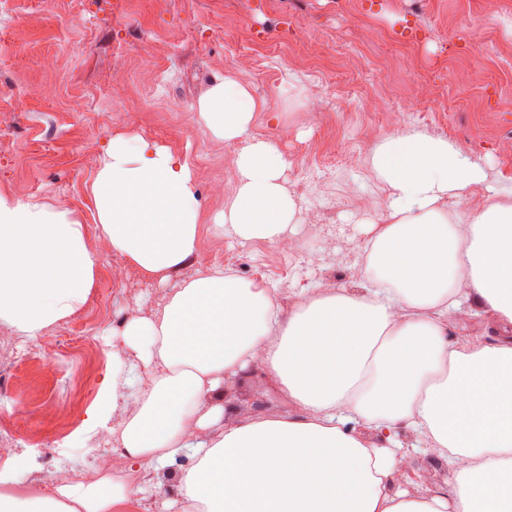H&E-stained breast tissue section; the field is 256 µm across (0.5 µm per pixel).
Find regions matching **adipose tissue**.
<instances>
[{"label": "adipose tissue", "mask_w": 512, "mask_h": 512, "mask_svg": "<svg viewBox=\"0 0 512 512\" xmlns=\"http://www.w3.org/2000/svg\"><path fill=\"white\" fill-rule=\"evenodd\" d=\"M262 109L229 77L198 106L214 137L244 143L220 235L273 243L300 207L276 144L250 134ZM371 164L387 206L360 244L367 287L312 288L287 313L276 289L220 269L175 284L156 315L113 323L112 367L73 447L111 435L151 488L173 479L178 495L158 512H512L489 494L512 485V336L454 342L448 321L486 311L512 327V186L493 187L494 203L453 223L443 204L487 185L480 161L412 130L385 139ZM91 194L102 238L143 272L193 256L195 175L168 148L112 136ZM97 273L71 211L0 192L1 323L35 339L73 314ZM256 364L292 408L231 422L238 407L224 382ZM209 428V441L193 442ZM403 429L448 466V490L396 487ZM25 467L19 456L0 468V512H113L129 500L109 475L15 492Z\"/></svg>", "instance_id": "1"}]
</instances>
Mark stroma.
Here are the masks:
<instances>
[{
  "mask_svg": "<svg viewBox=\"0 0 512 512\" xmlns=\"http://www.w3.org/2000/svg\"><path fill=\"white\" fill-rule=\"evenodd\" d=\"M484 0H15L0 12V190L73 211L99 271L86 300L55 330L74 328L109 352L115 314L148 315L165 287L106 245L97 229L90 187L97 160L80 140L136 135L170 148L195 173L202 205L196 251L171 273L179 282L220 266L276 286L283 309L307 288H355L364 260L358 218L384 210L385 190L371 156L390 136L418 130L447 139L482 159L491 182L512 183V0L475 28L467 17ZM374 32L362 43L363 30ZM153 40L158 67L139 64ZM232 77L265 109L255 136L274 142L284 176L301 206L300 222L282 241L241 242L216 233L214 216L234 191L225 180L240 143L214 138L197 105L218 78ZM369 93L396 101L419 98L427 111L396 125L363 112ZM333 98L307 112L309 98ZM181 104L178 112L169 103ZM49 332L23 343L0 324V420L15 403L28 409L16 426L14 454L33 452L24 477L51 480L69 440L82 430L102 381L93 360L68 342L54 352ZM89 377L75 389L72 375ZM227 395L287 411L288 401L260 371L228 381Z\"/></svg>",
  "mask_w": 512,
  "mask_h": 512,
  "instance_id": "35a3bbf8",
  "label": "stroma"
}]
</instances>
